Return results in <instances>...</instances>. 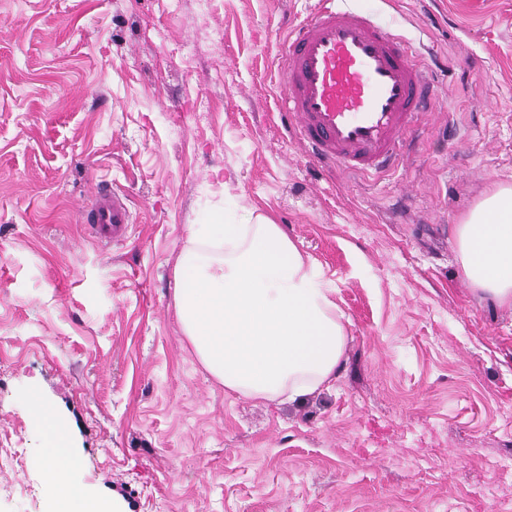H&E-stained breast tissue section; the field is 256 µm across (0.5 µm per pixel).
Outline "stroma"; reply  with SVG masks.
I'll return each instance as SVG.
<instances>
[{
    "instance_id": "1",
    "label": "stroma",
    "mask_w": 512,
    "mask_h": 512,
    "mask_svg": "<svg viewBox=\"0 0 512 512\" xmlns=\"http://www.w3.org/2000/svg\"><path fill=\"white\" fill-rule=\"evenodd\" d=\"M312 2L0 0V447L23 468L0 471V512L60 509L34 398L99 512H512V311L456 246L512 184V0H355L422 51L444 107L408 166L352 180L276 108ZM101 180L129 198L124 243L79 221ZM217 207L280 224L334 288L335 387L269 404L198 362L174 270Z\"/></svg>"
}]
</instances>
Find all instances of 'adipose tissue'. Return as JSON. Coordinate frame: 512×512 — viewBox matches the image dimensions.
<instances>
[{
  "label": "adipose tissue",
  "mask_w": 512,
  "mask_h": 512,
  "mask_svg": "<svg viewBox=\"0 0 512 512\" xmlns=\"http://www.w3.org/2000/svg\"><path fill=\"white\" fill-rule=\"evenodd\" d=\"M174 271L175 312L202 367L225 390L281 403L330 388L346 336L334 291L281 225L213 212ZM465 279L512 309V186L500 185L457 226Z\"/></svg>",
  "instance_id": "obj_1"
}]
</instances>
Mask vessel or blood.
Returning <instances> with one entry per match:
<instances>
[{
    "mask_svg": "<svg viewBox=\"0 0 512 512\" xmlns=\"http://www.w3.org/2000/svg\"><path fill=\"white\" fill-rule=\"evenodd\" d=\"M278 75V109L308 158L351 178L402 166L420 124L439 108L411 43L337 0H316L289 30ZM80 221L100 241L121 243L133 213L124 194L100 188Z\"/></svg>",
    "mask_w": 512,
    "mask_h": 512,
    "instance_id": "obj_1",
    "label": "vessel or blood"
}]
</instances>
